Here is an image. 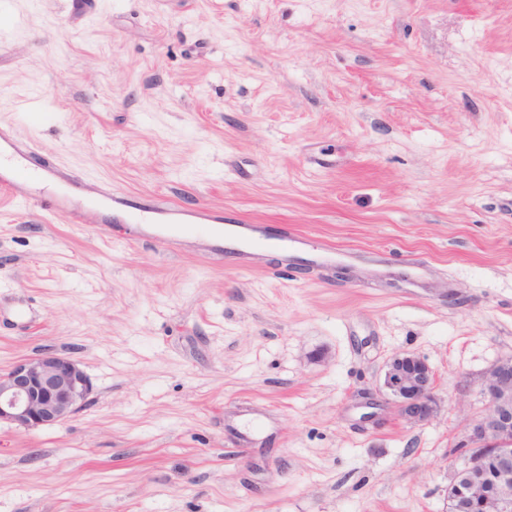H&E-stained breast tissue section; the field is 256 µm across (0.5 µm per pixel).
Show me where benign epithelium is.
<instances>
[{
  "label": "benign epithelium",
  "mask_w": 512,
  "mask_h": 512,
  "mask_svg": "<svg viewBox=\"0 0 512 512\" xmlns=\"http://www.w3.org/2000/svg\"><path fill=\"white\" fill-rule=\"evenodd\" d=\"M436 374L425 358L414 353L393 355L376 389L368 393V408L387 406L402 419L421 423L436 411ZM93 392L90 377L75 359L43 351L16 361L0 372V424L25 431L57 426L79 413ZM483 394L489 408L469 425L461 447L467 476L464 487H448V506L458 496L474 512H512V358L499 361L487 373ZM498 448L495 460L484 449Z\"/></svg>",
  "instance_id": "obj_1"
}]
</instances>
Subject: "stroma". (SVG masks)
<instances>
[{
    "mask_svg": "<svg viewBox=\"0 0 512 512\" xmlns=\"http://www.w3.org/2000/svg\"><path fill=\"white\" fill-rule=\"evenodd\" d=\"M0 124L35 167L273 234L245 267L0 196V371L49 350L94 388L0 426V512H445L512 357V0H0ZM400 352L437 412L362 422Z\"/></svg>",
    "mask_w": 512,
    "mask_h": 512,
    "instance_id": "35a3bbf8",
    "label": "stroma"
}]
</instances>
